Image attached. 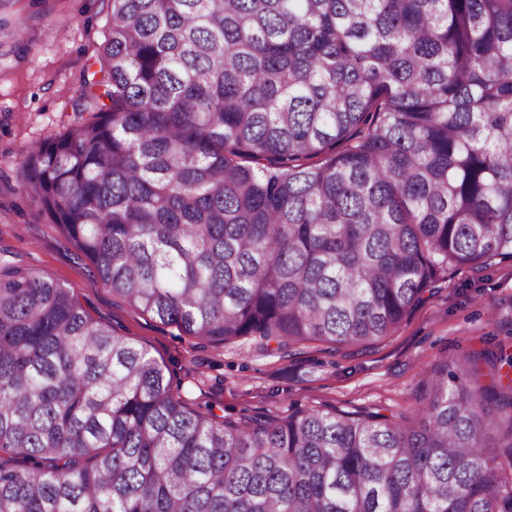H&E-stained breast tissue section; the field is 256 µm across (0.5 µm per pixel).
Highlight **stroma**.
Returning a JSON list of instances; mask_svg holds the SVG:
<instances>
[{"instance_id":"35a3bbf8","label":"stroma","mask_w":512,"mask_h":512,"mask_svg":"<svg viewBox=\"0 0 512 512\" xmlns=\"http://www.w3.org/2000/svg\"><path fill=\"white\" fill-rule=\"evenodd\" d=\"M108 0H14L19 42L0 44V249L74 289L93 316L144 345L193 408L243 415L333 406L409 417L433 367L496 340L512 348V261L445 275L391 336L362 347L308 341L267 351L251 339L215 347L165 326L89 281L57 225L21 188L27 149L81 122L72 109L95 71Z\"/></svg>"}]
</instances>
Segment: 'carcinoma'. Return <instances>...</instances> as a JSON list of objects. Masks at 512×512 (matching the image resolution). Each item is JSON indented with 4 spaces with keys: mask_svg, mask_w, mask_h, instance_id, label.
Returning <instances> with one entry per match:
<instances>
[{
    "mask_svg": "<svg viewBox=\"0 0 512 512\" xmlns=\"http://www.w3.org/2000/svg\"><path fill=\"white\" fill-rule=\"evenodd\" d=\"M109 4L91 118L22 163L91 282L280 350L370 344L512 260V0ZM0 512H512V353L440 364L413 422L235 420L3 253Z\"/></svg>",
    "mask_w": 512,
    "mask_h": 512,
    "instance_id": "obj_1",
    "label": "carcinoma"
}]
</instances>
